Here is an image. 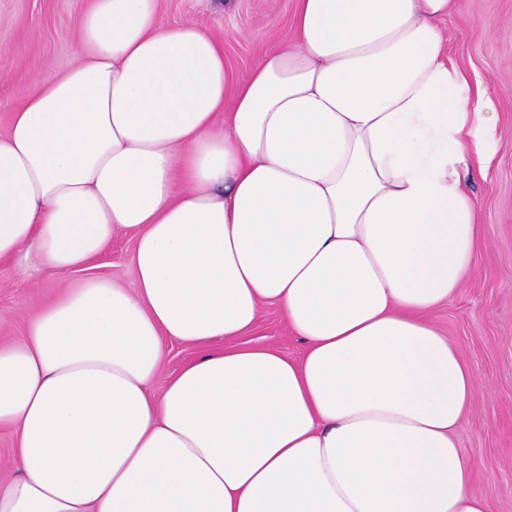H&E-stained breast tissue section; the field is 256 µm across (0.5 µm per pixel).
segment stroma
I'll return each instance as SVG.
<instances>
[{
  "label": "stroma",
  "mask_w": 512,
  "mask_h": 512,
  "mask_svg": "<svg viewBox=\"0 0 512 512\" xmlns=\"http://www.w3.org/2000/svg\"><path fill=\"white\" fill-rule=\"evenodd\" d=\"M89 0H0V134L22 92L77 60L75 33ZM167 24L191 22L224 42L232 80L290 34L296 0H158ZM449 53L472 83L485 87L502 139L487 170L469 164L468 190L482 214L486 247L456 299L432 315L481 385L457 441L476 465L471 490L490 512H512V0H455L445 23ZM132 238L121 233L92 262V273L130 283ZM58 277L26 286L14 262L0 260V344L17 341L35 311L56 297ZM248 343L297 358L306 348L271 307Z\"/></svg>",
  "instance_id": "35a3bbf8"
}]
</instances>
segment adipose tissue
I'll return each instance as SVG.
<instances>
[{"label": "adipose tissue", "instance_id": "ef3b65f1", "mask_svg": "<svg viewBox=\"0 0 512 512\" xmlns=\"http://www.w3.org/2000/svg\"><path fill=\"white\" fill-rule=\"evenodd\" d=\"M454 6L297 0L234 82L157 0H93L0 135V259L66 281L0 345V512H489L456 439L478 381L431 320L484 249ZM121 231L126 286L87 272ZM269 306L299 358L239 344ZM168 341L199 354L158 392Z\"/></svg>", "mask_w": 512, "mask_h": 512}]
</instances>
